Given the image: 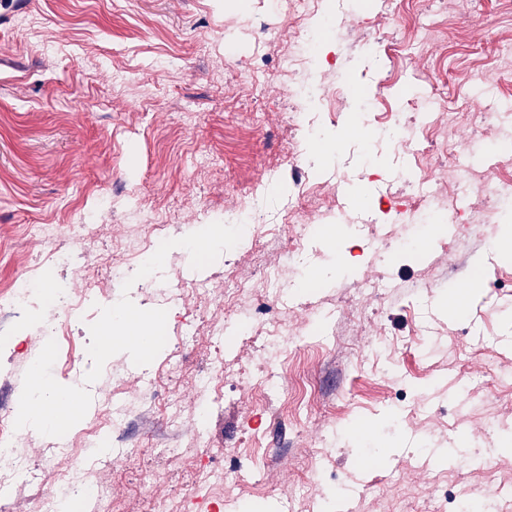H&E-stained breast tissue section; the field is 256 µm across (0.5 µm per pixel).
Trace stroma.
I'll list each match as a JSON object with an SVG mask.
<instances>
[{
  "mask_svg": "<svg viewBox=\"0 0 512 512\" xmlns=\"http://www.w3.org/2000/svg\"><path fill=\"white\" fill-rule=\"evenodd\" d=\"M306 23L277 0H0V289L40 276L49 293L90 291L57 382L85 384L89 326L126 293L111 272L132 262L149 217L177 239L246 198L269 214L253 245L201 270L174 248L150 287L126 293L166 310L167 342L146 366L111 357L67 437L81 444L93 421L108 431L107 451L77 468L128 512H148L157 491L170 512H339L355 488L357 512H458L512 491V248L499 235L512 201L480 191L512 181V0H324L303 46ZM292 53L301 64L284 71ZM320 141L322 160L292 163ZM415 172L455 237L414 208ZM104 194L111 213L72 232V210ZM294 204L312 230L290 260ZM32 224L57 227L36 253ZM56 251L72 266L43 276ZM275 266L278 292L264 282ZM461 279L475 295L449 309ZM228 280L244 292L226 293ZM51 313L38 299L0 321V420L16 418ZM213 373L204 412L196 382ZM113 401L127 405L117 429ZM129 454L140 469L125 468ZM213 470L226 476L215 491ZM52 484L22 473L5 499L36 512Z\"/></svg>",
  "mask_w": 512,
  "mask_h": 512,
  "instance_id": "35a3bbf8",
  "label": "stroma"
}]
</instances>
